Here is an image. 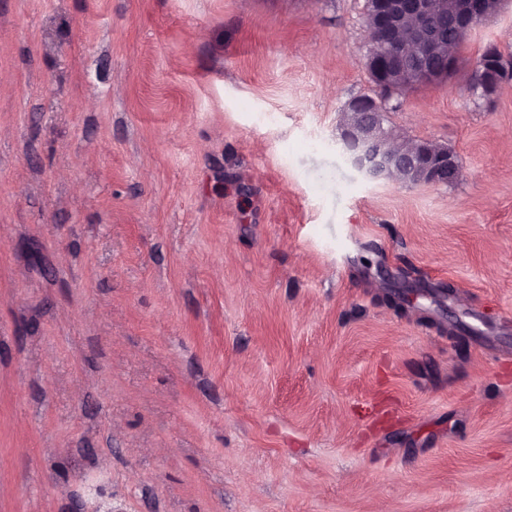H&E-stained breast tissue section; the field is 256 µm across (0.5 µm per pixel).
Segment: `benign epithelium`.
I'll return each mask as SVG.
<instances>
[{"label": "benign epithelium", "mask_w": 512, "mask_h": 512, "mask_svg": "<svg viewBox=\"0 0 512 512\" xmlns=\"http://www.w3.org/2000/svg\"><path fill=\"white\" fill-rule=\"evenodd\" d=\"M502 0H366L369 33L365 65L380 99L359 96L343 110L339 137L347 161L366 179L396 177L407 185H440L448 173L460 172L448 148L431 140L401 148L403 138L384 119L393 95L448 80L457 54L448 49L443 33L430 25L439 15L456 24L457 38L496 15ZM483 97L494 95L506 76L495 58L474 63Z\"/></svg>", "instance_id": "benign-epithelium-1"}]
</instances>
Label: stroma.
Here are the masks:
<instances>
[{"label":"stroma","instance_id":"obj_1","mask_svg":"<svg viewBox=\"0 0 512 512\" xmlns=\"http://www.w3.org/2000/svg\"><path fill=\"white\" fill-rule=\"evenodd\" d=\"M363 11L0 0V512H512V0L387 114L448 186L341 156ZM474 70L478 75L477 87L481 89L485 99H490L500 85L507 81L501 64L493 57L477 59L474 63Z\"/></svg>","mask_w":512,"mask_h":512}]
</instances>
